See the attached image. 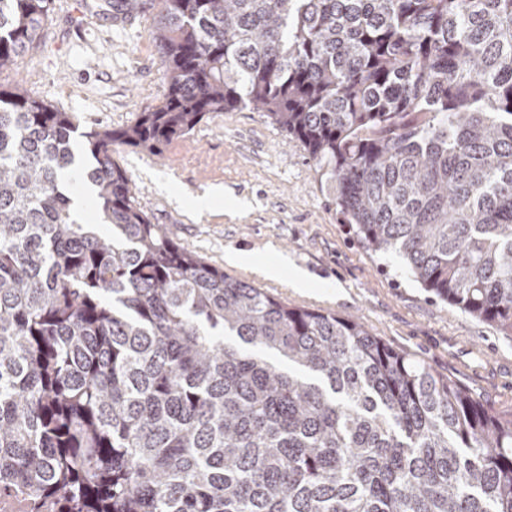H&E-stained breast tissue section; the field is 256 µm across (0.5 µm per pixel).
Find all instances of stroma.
<instances>
[{"mask_svg":"<svg viewBox=\"0 0 512 512\" xmlns=\"http://www.w3.org/2000/svg\"><path fill=\"white\" fill-rule=\"evenodd\" d=\"M111 0H52L38 47L0 73L70 113L80 127L133 124L167 91L151 12L113 13ZM140 208L186 250L291 307L360 319L371 333L465 387L492 411L512 412V342L427 294L391 258L367 251L341 224L333 184L302 144L245 108L216 112L161 155L117 148ZM246 264L226 262L227 251ZM286 262L306 288L259 275Z\"/></svg>","mask_w":512,"mask_h":512,"instance_id":"stroma-1","label":"stroma"}]
</instances>
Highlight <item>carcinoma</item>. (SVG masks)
<instances>
[{"label":"carcinoma","instance_id":"cac0c4a2","mask_svg":"<svg viewBox=\"0 0 512 512\" xmlns=\"http://www.w3.org/2000/svg\"><path fill=\"white\" fill-rule=\"evenodd\" d=\"M117 7L156 10L167 83L134 124L81 131L0 86V489L59 512H512V413L186 251L114 158L252 108L368 251L512 340V0ZM50 10L0 0V72ZM69 185L73 196L84 198V209L81 210V219L84 224H98L101 233L107 232V227L98 223L100 221L99 211L95 197L84 185L74 179H69Z\"/></svg>","mask_w":512,"mask_h":512}]
</instances>
